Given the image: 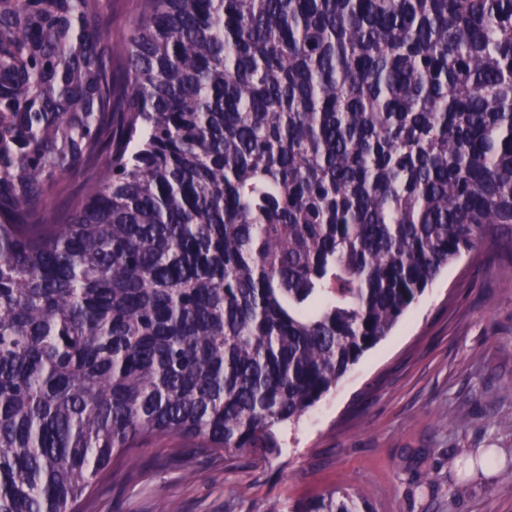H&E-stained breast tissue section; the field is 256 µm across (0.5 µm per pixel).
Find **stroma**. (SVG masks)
I'll list each match as a JSON object with an SVG mask.
<instances>
[{
    "mask_svg": "<svg viewBox=\"0 0 512 512\" xmlns=\"http://www.w3.org/2000/svg\"><path fill=\"white\" fill-rule=\"evenodd\" d=\"M89 33L111 56L128 37L127 0H96ZM0 125V205L42 164ZM91 170L65 160L44 172L39 206L80 192ZM512 264L463 257L433 281L335 390L281 435L280 454L232 461L173 457L169 439L140 449L134 479L117 478L94 512H264L334 490L373 512H512L500 472L512 466Z\"/></svg>",
    "mask_w": 512,
    "mask_h": 512,
    "instance_id": "obj_1",
    "label": "stroma"
}]
</instances>
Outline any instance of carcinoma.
Wrapping results in <instances>:
<instances>
[{"instance_id":"carcinoma-1","label":"carcinoma","mask_w":512,"mask_h":512,"mask_svg":"<svg viewBox=\"0 0 512 512\" xmlns=\"http://www.w3.org/2000/svg\"><path fill=\"white\" fill-rule=\"evenodd\" d=\"M129 3L105 84L84 31L0 25L48 165L67 116L119 114L67 210L37 171L0 209V512H93L159 438L275 453L442 269L512 264V0Z\"/></svg>"}]
</instances>
